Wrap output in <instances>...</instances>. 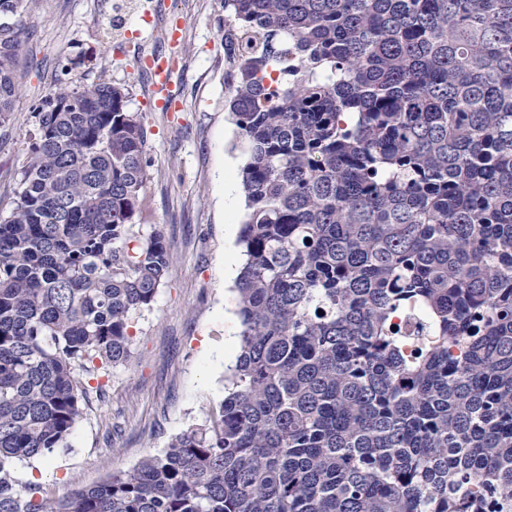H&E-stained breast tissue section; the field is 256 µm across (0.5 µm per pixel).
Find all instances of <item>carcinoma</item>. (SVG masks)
<instances>
[{
	"label": "carcinoma",
	"mask_w": 512,
	"mask_h": 512,
	"mask_svg": "<svg viewBox=\"0 0 512 512\" xmlns=\"http://www.w3.org/2000/svg\"><path fill=\"white\" fill-rule=\"evenodd\" d=\"M0 0V128L24 56ZM239 352L203 425L16 488L174 271L124 89L42 102L0 216V512H512V0H224Z\"/></svg>",
	"instance_id": "cac0c4a2"
}]
</instances>
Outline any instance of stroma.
Segmentation results:
<instances>
[{
	"mask_svg": "<svg viewBox=\"0 0 512 512\" xmlns=\"http://www.w3.org/2000/svg\"><path fill=\"white\" fill-rule=\"evenodd\" d=\"M24 21L29 64L12 123L0 130V213L13 206L27 133L58 78L75 85L103 75L143 115L151 165L136 220L156 227L175 261L131 324L130 364L86 378L89 401L67 448L12 469L19 485L61 498L133 469L223 400L239 351L244 156L225 107L224 0H32ZM146 55L169 61V108L156 105Z\"/></svg>",
	"mask_w": 512,
	"mask_h": 512,
	"instance_id": "stroma-1",
	"label": "stroma"
}]
</instances>
